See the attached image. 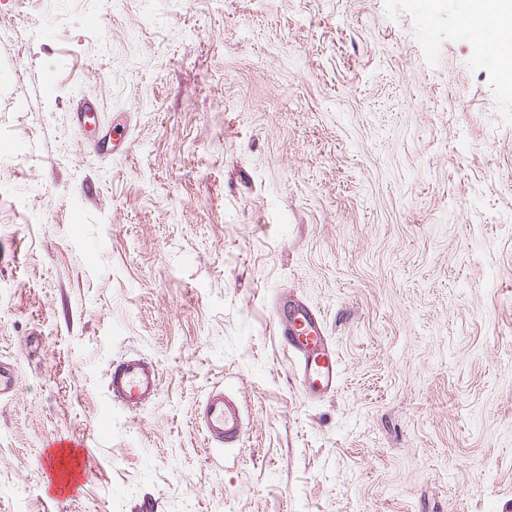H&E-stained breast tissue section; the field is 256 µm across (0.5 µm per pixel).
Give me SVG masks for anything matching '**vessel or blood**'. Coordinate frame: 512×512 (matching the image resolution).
<instances>
[{"label": "vessel or blood", "instance_id": "1", "mask_svg": "<svg viewBox=\"0 0 512 512\" xmlns=\"http://www.w3.org/2000/svg\"><path fill=\"white\" fill-rule=\"evenodd\" d=\"M462 29L476 36L480 51L494 55L498 67L512 71V41L501 38L495 26L468 17ZM285 317L280 322L295 363L301 387L307 395L320 397L334 392L339 367L328 346L326 323L303 302L285 297L279 302ZM161 389V375L142 358L129 356L113 364L107 374V390L112 401L136 411L152 401ZM208 444L228 448L238 446L245 437L244 423L237 403L223 390L211 391L199 414ZM49 484L59 496H70L76 485L90 472L89 458L67 451L65 441L52 442L41 457Z\"/></svg>", "mask_w": 512, "mask_h": 512}]
</instances>
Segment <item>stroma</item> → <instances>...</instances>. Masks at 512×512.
I'll use <instances>...</instances> for the list:
<instances>
[{"label": "stroma", "instance_id": "stroma-1", "mask_svg": "<svg viewBox=\"0 0 512 512\" xmlns=\"http://www.w3.org/2000/svg\"><path fill=\"white\" fill-rule=\"evenodd\" d=\"M460 0H0V512H512V90ZM93 95L127 154L78 130ZM324 318L310 398L274 329ZM138 355L130 412L106 372ZM238 393L239 447L194 418ZM85 445L77 495L49 443ZM285 317L280 328L288 336L291 359L304 392L320 397L336 390L339 367L328 346L326 323L303 302L282 298L279 305ZM161 389V375L138 356L113 364L107 373V390L112 402L137 411L152 401ZM62 448H84L80 443L58 440L48 445L41 457V466L45 471L49 488L55 487L58 496L51 498H62L71 496V492L80 487L81 480L85 479L90 472V458L73 454L72 451H65Z\"/></svg>", "mask_w": 512, "mask_h": 512}]
</instances>
